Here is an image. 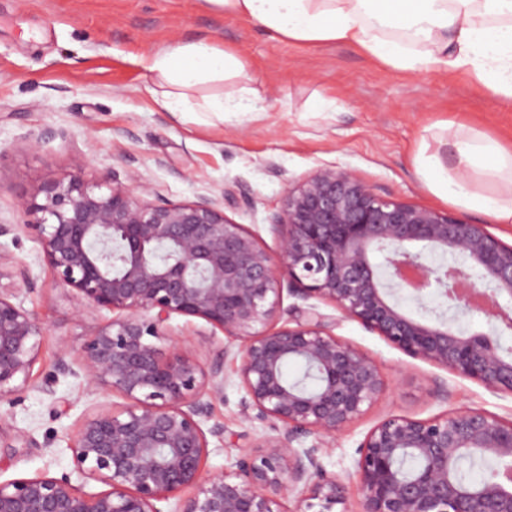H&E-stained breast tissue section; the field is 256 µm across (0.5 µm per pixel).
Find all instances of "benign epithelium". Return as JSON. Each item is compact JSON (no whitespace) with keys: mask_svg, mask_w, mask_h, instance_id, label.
I'll return each mask as SVG.
<instances>
[{"mask_svg":"<svg viewBox=\"0 0 512 512\" xmlns=\"http://www.w3.org/2000/svg\"><path fill=\"white\" fill-rule=\"evenodd\" d=\"M141 178L112 173L96 182L77 172L40 183L20 206L30 220L1 224L0 236L31 233L55 280L81 306L112 312L57 368H78L87 390L123 403L85 414L68 438L73 472L105 489L88 494L71 475L0 481V512H342L348 488L320 456L384 390L378 365L329 333L310 306L295 325L278 328L283 285L306 302L327 301L406 355L512 395V244L464 218L385 198L355 173L320 166L284 190L269 231L278 253L229 220L210 198L156 204ZM383 261L377 263L373 255ZM466 264L425 263L426 254ZM479 269L480 282L471 270ZM436 286L448 313L415 316L397 295L424 304ZM0 287V401L21 389L38 359L43 323ZM482 314L491 330L458 323ZM174 316L205 320L227 339L206 366L190 341L167 348ZM233 356L248 420L273 432L240 449L232 468L204 472L211 401L224 393V360ZM299 360L317 386L287 382L282 366ZM312 444L303 446L307 438ZM356 512H512V471L476 486L461 463L512 462V420L465 408L430 419L388 415L357 449ZM418 461L403 476L395 461Z\"/></svg>","mask_w":512,"mask_h":512,"instance_id":"1","label":"benign epithelium"}]
</instances>
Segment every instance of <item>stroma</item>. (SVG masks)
Masks as SVG:
<instances>
[{
    "label": "stroma",
    "mask_w": 512,
    "mask_h": 512,
    "mask_svg": "<svg viewBox=\"0 0 512 512\" xmlns=\"http://www.w3.org/2000/svg\"><path fill=\"white\" fill-rule=\"evenodd\" d=\"M201 40L247 62L258 111L228 112L211 126L181 120L155 102L143 59L171 43ZM440 125L477 128L512 145V102L461 71L401 72L351 45L278 40L205 0H0V225L25 223L21 200L41 181L77 171L80 154L85 178L138 173L156 203L212 198L274 254L269 224L287 183L321 165L351 170L381 196L449 211L412 163ZM21 266L28 280L17 277ZM0 286L46 327L26 384L0 401V440L25 437L0 450V477H58L73 469L67 445L76 420L116 401L59 373V352L79 347L112 314L77 307L27 234L0 237ZM315 309L331 334L375 360L386 385L323 452L328 474L352 475L358 445L388 414L426 419L469 407L512 419V396L407 356L329 302L316 301ZM169 332L193 341L204 365L224 341L193 317H172ZM244 396L235 363L225 361L224 396L204 421L224 429L223 438L209 440L207 473L230 468L241 436L272 430L271 422L244 418Z\"/></svg>",
    "instance_id": "stroma-1"
}]
</instances>
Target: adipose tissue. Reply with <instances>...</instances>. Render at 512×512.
Returning a JSON list of instances; mask_svg holds the SVG:
<instances>
[{
    "instance_id": "ef3b65f1",
    "label": "adipose tissue",
    "mask_w": 512,
    "mask_h": 512,
    "mask_svg": "<svg viewBox=\"0 0 512 512\" xmlns=\"http://www.w3.org/2000/svg\"><path fill=\"white\" fill-rule=\"evenodd\" d=\"M213 9L245 17L274 38L358 46L382 64L406 72L440 65L465 69L512 100V0H206ZM146 76L162 87L168 112L223 119L254 112L248 64L211 43H174L147 58ZM229 83L227 94L191 102L208 83ZM436 198L512 223V148L477 130L454 137L453 153L421 143L413 159Z\"/></svg>"
}]
</instances>
